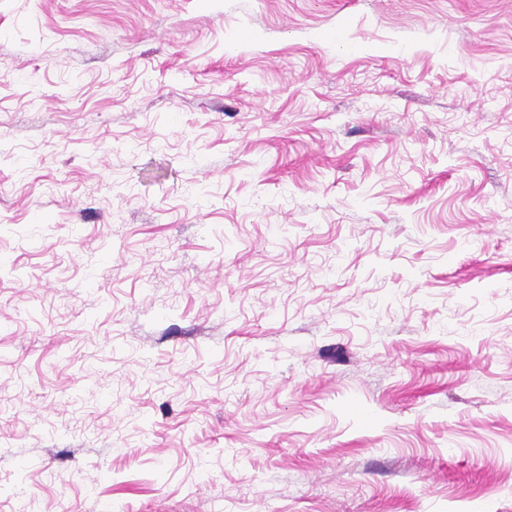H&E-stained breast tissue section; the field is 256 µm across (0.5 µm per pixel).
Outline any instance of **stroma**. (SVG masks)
I'll list each match as a JSON object with an SVG mask.
<instances>
[{"instance_id": "35a3bbf8", "label": "stroma", "mask_w": 512, "mask_h": 512, "mask_svg": "<svg viewBox=\"0 0 512 512\" xmlns=\"http://www.w3.org/2000/svg\"><path fill=\"white\" fill-rule=\"evenodd\" d=\"M512 512V0H0V512Z\"/></svg>"}]
</instances>
